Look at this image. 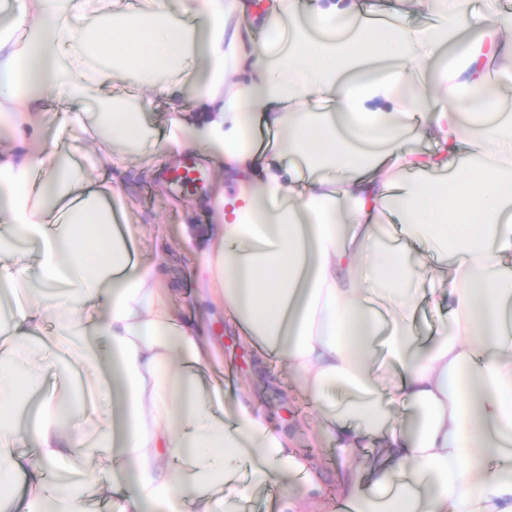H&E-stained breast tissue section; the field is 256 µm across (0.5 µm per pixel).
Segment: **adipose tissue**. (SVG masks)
Segmentation results:
<instances>
[{"instance_id": "ef3b65f1", "label": "adipose tissue", "mask_w": 512, "mask_h": 512, "mask_svg": "<svg viewBox=\"0 0 512 512\" xmlns=\"http://www.w3.org/2000/svg\"><path fill=\"white\" fill-rule=\"evenodd\" d=\"M254 41L241 30L249 0H15L0 22V492L22 482L15 512H87L60 496L62 466L93 429L96 465L114 512H239L235 478L249 485L295 476L279 512H324L320 477L290 454L285 435L242 395L232 416L207 390L203 340L182 324L162 274L136 252L115 188L79 164L36 155L46 92L84 97L59 66L63 21L88 19L83 62L99 83L133 72L135 108L101 115L113 166L144 139L158 79L168 76L167 141L204 145L224 159L229 194L213 207L198 296L230 312L244 343L262 348L322 407V429L346 461L347 512H512V113L487 68L512 56V13L470 0H391V22L365 24V0H275ZM200 69L193 106L180 74ZM445 93L432 104V87ZM273 134L260 145L256 132ZM425 138L429 151L413 149ZM406 182L394 186L397 175ZM449 266L434 293L448 316L438 337L411 336L419 266L384 241L381 214ZM54 312L59 336L47 334ZM385 337L401 372L381 385L374 344ZM68 380L26 427L16 411L46 372ZM334 385L347 402H325ZM417 409L395 422L394 403ZM379 446L364 487L351 465ZM55 469L46 483L40 466Z\"/></svg>"}]
</instances>
